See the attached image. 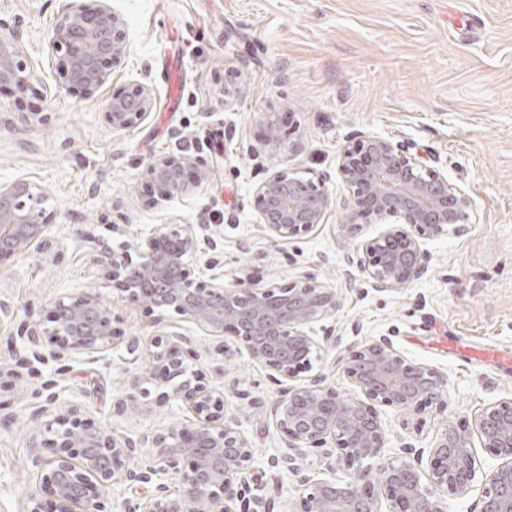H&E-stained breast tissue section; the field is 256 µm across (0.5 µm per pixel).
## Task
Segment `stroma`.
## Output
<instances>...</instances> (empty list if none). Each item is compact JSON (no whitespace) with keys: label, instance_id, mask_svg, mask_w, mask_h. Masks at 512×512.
Here are the masks:
<instances>
[{"label":"stroma","instance_id":"stroma-1","mask_svg":"<svg viewBox=\"0 0 512 512\" xmlns=\"http://www.w3.org/2000/svg\"><path fill=\"white\" fill-rule=\"evenodd\" d=\"M61 0H0V36L23 34L34 75L0 89V184L25 180L51 216L46 247L0 261V512H25L39 480L32 436L53 416L77 410L118 441L193 427L168 384L144 376L159 333L190 336V371L223 393L255 452L253 494L297 512L292 477L272 465L281 434L270 412L276 388L261 365L225 361L222 339L156 312L113 287L90 250L111 238L116 252L173 224H206L225 277L279 282L306 271L335 288L342 307L316 322L343 346L387 334L406 358L448 376L447 407L388 414L387 445L430 446L448 425L512 396V0H112L130 50L91 99L57 91V57L45 44ZM182 64L176 107L161 72ZM145 84L154 105L140 124L112 131L106 99ZM278 138L269 141V127ZM374 135L409 146L464 186L476 208L466 234L426 242L427 274L409 286L373 291L345 278L354 241L333 208L317 231L273 247L257 219L254 189L273 170L326 180L334 200L348 141ZM186 156L205 178L188 194L150 202L146 163ZM93 293L109 309L114 347L66 351L40 373L19 366L10 345L19 325L47 326L51 304ZM137 337L138 351L126 343ZM141 375L139 388L130 380ZM56 398L47 402L45 380Z\"/></svg>","mask_w":512,"mask_h":512}]
</instances>
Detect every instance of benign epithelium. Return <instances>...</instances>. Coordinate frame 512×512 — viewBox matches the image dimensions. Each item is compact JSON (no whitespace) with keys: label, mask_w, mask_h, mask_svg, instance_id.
Returning a JSON list of instances; mask_svg holds the SVG:
<instances>
[{"label":"benign epithelium","mask_w":512,"mask_h":512,"mask_svg":"<svg viewBox=\"0 0 512 512\" xmlns=\"http://www.w3.org/2000/svg\"><path fill=\"white\" fill-rule=\"evenodd\" d=\"M21 34L0 39V87L31 77L20 49ZM126 24L110 0L94 9L83 0H64L53 35L46 43L59 56L55 86L93 97L129 51ZM153 105L150 89L139 85L113 96L104 118L112 130L141 123ZM187 158L154 157L146 164L153 184L152 203L191 191L184 173ZM337 172L348 189L341 205L348 234L357 240L344 256L379 291L406 286L428 272L424 241L460 235L475 218L465 188L451 183L421 156L390 140L360 135L340 151ZM260 223L272 242L305 236L325 223L334 200L326 182H305L286 168L271 172L255 188ZM41 195L27 181L0 184V259L41 248L50 232ZM387 224L377 236L362 235L367 224ZM213 247L206 224H176L140 237L134 254L119 257L108 241L94 240L96 259L122 292L148 303L165 320L173 312L211 333L227 334L230 359L243 345L249 357L270 370L282 386L271 413L287 452L273 458L301 487L298 512H447L448 497L476 495L471 512H512V397L476 412L462 427L450 426L427 448L410 442L402 456L386 457L385 409L420 412L447 403V377L429 365L404 357L387 336L350 346L340 367L354 394L341 396L325 383L315 363L340 338L314 333L312 324L336 316L341 298L335 289L304 273L284 283L262 284L253 277L206 280L192 276L189 258L205 257ZM24 349L38 359L49 351L99 353L112 347L110 311L92 294L60 298L53 304V326L22 328ZM190 339L169 332L154 341L149 374L177 381L171 397L190 409L199 424L169 429L139 443L118 442L71 411L68 426L55 432L54 454L33 451L31 465L53 497V512H112L114 486L152 485L142 506L126 502L125 512H276L267 498L249 497L255 480L253 449L240 421L224 412V396L197 375L185 376ZM306 378H301V375ZM487 448L499 464L485 469L476 447ZM343 461L345 479L304 472L298 460L314 451ZM378 461L377 477L365 465ZM179 479L181 493L169 494L167 480Z\"/></svg>","instance_id":"1"}]
</instances>
